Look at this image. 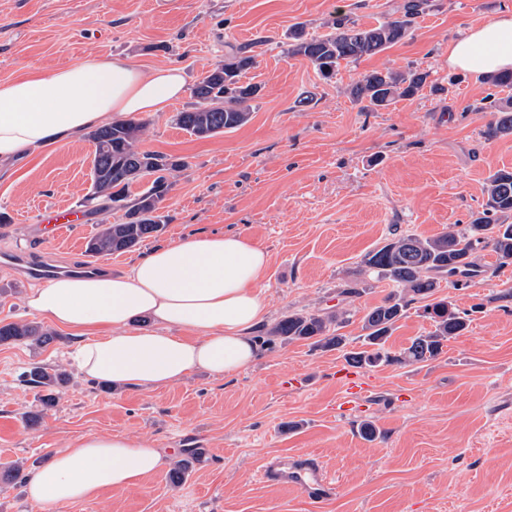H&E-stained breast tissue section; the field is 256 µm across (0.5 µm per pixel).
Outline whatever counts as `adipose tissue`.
I'll return each mask as SVG.
<instances>
[{"label": "adipose tissue", "instance_id": "ef3b65f1", "mask_svg": "<svg viewBox=\"0 0 512 512\" xmlns=\"http://www.w3.org/2000/svg\"><path fill=\"white\" fill-rule=\"evenodd\" d=\"M448 67L477 81L512 70V12L450 41ZM186 85L181 67H144L120 55L0 82V162L66 145L117 117L168 111ZM267 265V252L249 237L191 236L152 250L121 274L60 277L32 288L26 304L74 332L82 376L165 388L196 372L233 376L252 366ZM171 460L121 434L89 433L30 479L28 496L41 507L89 501L137 488Z\"/></svg>", "mask_w": 512, "mask_h": 512}]
</instances>
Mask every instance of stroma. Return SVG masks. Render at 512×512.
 <instances>
[{
    "label": "stroma",
    "mask_w": 512,
    "mask_h": 512,
    "mask_svg": "<svg viewBox=\"0 0 512 512\" xmlns=\"http://www.w3.org/2000/svg\"><path fill=\"white\" fill-rule=\"evenodd\" d=\"M407 0H0V81L28 68L51 70L84 57L122 54L142 66L175 64L189 82L223 61L228 46L255 64L243 81L261 84L251 119L199 139L174 123L193 107L146 117L140 149L183 160L161 204L162 234L130 252L101 257L119 273L152 249L189 233L250 237L269 254L262 283L267 322L295 310L346 312L348 349L361 345V319L391 291L372 282L361 297L337 291L364 255L393 234L433 237L470 220L486 200L491 172L512 168V136L489 140L479 105L495 88L448 69V42L471 24L512 9V0H422L409 34L379 54L341 64L323 78L288 54L289 34L329 32L337 12L366 24L400 17ZM426 70L439 93L422 90L377 112L348 94L379 70ZM306 91L317 102L296 107ZM88 136L0 165V252L22 249L66 265L89 262V238L120 213L84 212L56 241L38 235L44 209L82 210L91 186ZM23 275L0 265V321L33 322ZM437 298L473 310L470 328L434 361L363 370L369 390L345 413L338 350L297 341L264 343L246 371H201L155 390L112 388L82 377L69 354L77 339L33 349L0 346V512H512V265L482 281L442 284ZM70 375L54 406L20 380L32 364ZM374 438L362 432L364 423ZM88 432L121 434L161 448L189 468L168 469L133 490L41 510L25 486L4 479L48 463ZM305 455L336 484L313 510L298 488L257 478L271 457Z\"/></svg>",
    "instance_id": "1"
}]
</instances>
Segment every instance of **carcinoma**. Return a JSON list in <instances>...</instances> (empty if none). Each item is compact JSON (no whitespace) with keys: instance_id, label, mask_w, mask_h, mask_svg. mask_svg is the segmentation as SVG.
<instances>
[{"instance_id":"obj_1","label":"carcinoma","mask_w":512,"mask_h":512,"mask_svg":"<svg viewBox=\"0 0 512 512\" xmlns=\"http://www.w3.org/2000/svg\"><path fill=\"white\" fill-rule=\"evenodd\" d=\"M418 0H409L404 14L377 25H363L347 14H339L336 26L326 35L306 37L299 29L291 33L293 43L288 53L313 64L324 77L332 75L341 62H353L380 53L407 36L419 11ZM253 59L239 49L227 53L224 62L205 72L194 84L192 95L197 105L176 113V125L197 138H209L235 129L249 119V102L258 96L260 86L240 83L245 68L243 59ZM428 73L417 69L385 72L372 71L353 81L349 95L363 112H375L398 99L410 98L423 89ZM479 112H489L487 139L512 135V98L500 101L486 97ZM144 123L133 120L114 121L89 133L94 144L92 186L83 204L96 213L123 211L116 224H102L87 242L91 256L112 255L132 250L164 229V216L158 214L168 194V175L185 166V162L168 155L143 151L138 143ZM150 179V185L139 193L131 186ZM486 201L482 210L471 214L468 224L438 236L423 238L400 234L380 248L369 251L363 266L347 279L339 295L352 299L364 292L368 279L386 280L393 285L379 304L362 317V349L344 354L347 363L356 368L382 364H420L438 359L445 342L461 335L469 327L470 318L444 300L432 302L443 280L454 284L481 269L478 252L491 249L497 256V268L512 265V169H499L486 182ZM425 302L424 313L434 322V329L413 338L399 353L386 344L396 323L417 302ZM347 319L345 313L316 314L303 310L280 317L266 332L268 342L308 341L315 348L342 349L346 338L339 333ZM58 339L53 332L35 322L0 323V345L26 344L47 346ZM25 382L43 387L47 394L40 402L49 407L56 401V389L69 382L60 369L34 366Z\"/></svg>"}]
</instances>
